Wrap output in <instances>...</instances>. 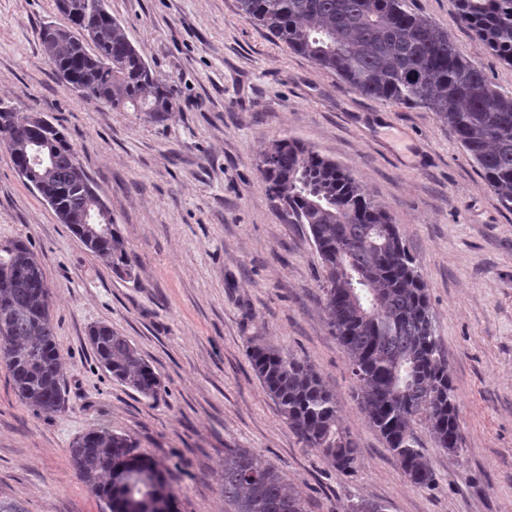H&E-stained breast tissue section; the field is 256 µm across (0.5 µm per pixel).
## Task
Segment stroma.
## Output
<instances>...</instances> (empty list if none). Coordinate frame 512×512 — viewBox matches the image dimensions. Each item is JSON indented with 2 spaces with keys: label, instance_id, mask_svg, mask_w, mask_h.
Returning a JSON list of instances; mask_svg holds the SVG:
<instances>
[{
  "label": "stroma",
  "instance_id": "35a3bbf8",
  "mask_svg": "<svg viewBox=\"0 0 512 512\" xmlns=\"http://www.w3.org/2000/svg\"><path fill=\"white\" fill-rule=\"evenodd\" d=\"M504 91L503 64L456 21L455 0H408ZM153 71L177 89L164 122L115 112L55 76L39 40L64 24L55 0H0V99L61 129L125 237L135 276L117 278L61 224L0 147V242L23 239L50 287L68 402L34 413L0 364V496L27 512H107L74 469L70 443L108 428L157 461L179 512H225L224 454L274 464L307 512L361 499L386 512H512V212L434 113L340 85L246 20L236 0H105ZM301 140L352 174L416 255L448 362L460 452L414 426L435 482L403 477L354 397L321 301L320 259L259 179L273 140ZM126 336L166 388L147 399L112 380L90 326ZM259 339L311 362L358 448L338 471L289 429L251 369Z\"/></svg>",
  "mask_w": 512,
  "mask_h": 512
}]
</instances>
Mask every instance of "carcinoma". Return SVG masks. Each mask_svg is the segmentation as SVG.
<instances>
[{
  "label": "carcinoma",
  "instance_id": "1",
  "mask_svg": "<svg viewBox=\"0 0 512 512\" xmlns=\"http://www.w3.org/2000/svg\"><path fill=\"white\" fill-rule=\"evenodd\" d=\"M69 25L39 32L50 65L68 85L115 111L144 112L162 123L175 89L155 76L104 0H70ZM248 20L288 49L377 102L418 107L448 126L500 204L512 211V92H505L455 47L448 30L411 11L407 0H237ZM456 18L512 66V0H457ZM11 160L32 155L42 140L47 164L37 192L59 221L119 278L134 265L117 225L89 217L90 179L66 134L51 124L35 136L0 121ZM259 178L288 205L322 263V301L347 355L361 411L379 431L411 485L427 488L434 471L418 448L413 424L424 421L439 448L461 450L462 435L448 363L442 356L415 256L398 225L355 178L293 138L274 140ZM101 366L141 396L159 400L160 376L130 341L99 323L88 331ZM251 369L290 429L350 474L357 448L341 430L336 400L306 360L259 342L247 348ZM0 362L19 400L38 414L66 403L51 292L35 253L22 240L0 243ZM69 457L109 512H146L160 500L177 512L159 464L132 438L107 428L73 440ZM220 490L226 512H305L282 472L248 448L224 453Z\"/></svg>",
  "mask_w": 512,
  "mask_h": 512
}]
</instances>
